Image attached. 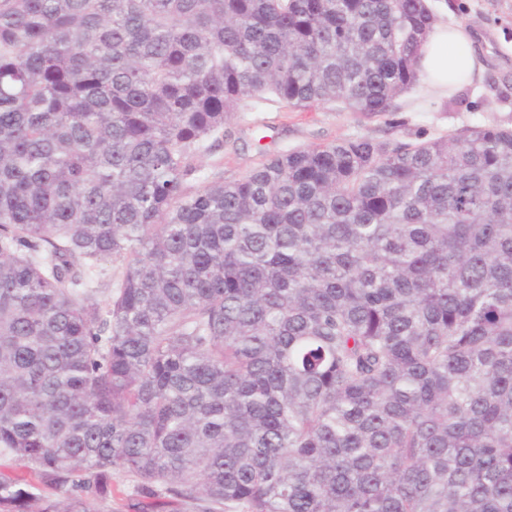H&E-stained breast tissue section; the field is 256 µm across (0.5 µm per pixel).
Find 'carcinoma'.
Here are the masks:
<instances>
[{"label": "carcinoma", "mask_w": 512, "mask_h": 512, "mask_svg": "<svg viewBox=\"0 0 512 512\" xmlns=\"http://www.w3.org/2000/svg\"><path fill=\"white\" fill-rule=\"evenodd\" d=\"M434 21L0 0V454L31 473L0 512H100L114 471L143 512H512V130L300 147L184 193L246 100L396 111ZM123 271V264L120 261H109L102 264V275L99 279V291L91 297V303L105 310L109 302L110 288L112 292L118 287Z\"/></svg>", "instance_id": "obj_1"}]
</instances>
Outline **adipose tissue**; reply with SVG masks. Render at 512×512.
<instances>
[{
	"label": "adipose tissue",
	"instance_id": "adipose-tissue-1",
	"mask_svg": "<svg viewBox=\"0 0 512 512\" xmlns=\"http://www.w3.org/2000/svg\"><path fill=\"white\" fill-rule=\"evenodd\" d=\"M482 72L483 64L476 55L470 32L462 26L435 23L421 49L424 83L444 96L459 84L480 77Z\"/></svg>",
	"mask_w": 512,
	"mask_h": 512
}]
</instances>
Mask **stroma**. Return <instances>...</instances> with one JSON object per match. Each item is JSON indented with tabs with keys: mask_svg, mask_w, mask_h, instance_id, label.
Segmentation results:
<instances>
[{
	"mask_svg": "<svg viewBox=\"0 0 512 512\" xmlns=\"http://www.w3.org/2000/svg\"><path fill=\"white\" fill-rule=\"evenodd\" d=\"M438 20L468 27L485 70L481 79L437 97L417 84L397 111L374 117L324 105L301 112L278 103L245 104L224 124L223 147L197 154L209 180L238 178L266 156L365 136L415 141L476 126L512 128V0H430Z\"/></svg>",
	"mask_w": 512,
	"mask_h": 512,
	"instance_id": "obj_1",
	"label": "stroma"
}]
</instances>
